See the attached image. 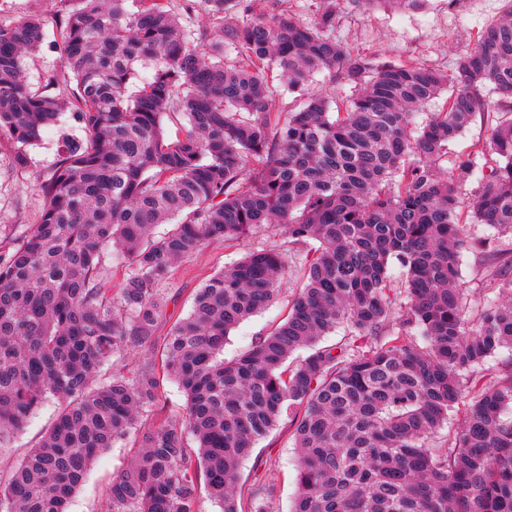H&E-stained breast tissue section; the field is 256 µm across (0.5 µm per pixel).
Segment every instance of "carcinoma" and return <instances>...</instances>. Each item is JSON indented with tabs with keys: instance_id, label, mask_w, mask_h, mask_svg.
I'll return each mask as SVG.
<instances>
[{
	"instance_id": "carcinoma-1",
	"label": "carcinoma",
	"mask_w": 512,
	"mask_h": 512,
	"mask_svg": "<svg viewBox=\"0 0 512 512\" xmlns=\"http://www.w3.org/2000/svg\"><path fill=\"white\" fill-rule=\"evenodd\" d=\"M67 2L65 97L23 73L43 20L0 27V137L14 164L63 112L84 130L40 183V222L0 246V453L47 396L60 403L0 484V512H68L98 454L137 432L102 512H196L203 491L222 512H269L274 486L247 494L238 470L283 419L298 455L293 512H512V368L483 375L512 349V259L495 273L499 301L481 309L459 272L463 225L512 236V112L480 153L442 168L486 87L512 102V8L446 75L352 55L333 35L336 0L310 22L288 0L246 22L245 0H200L210 27L198 31L174 0ZM319 74L350 97L338 106L312 88ZM447 87L446 108L410 134ZM287 95L297 109L273 107ZM167 120L182 137L167 139ZM159 224L171 228L157 235ZM274 227L288 247L249 250L187 316L167 317L178 263ZM291 262L303 287L285 320L224 361L230 332L276 298ZM166 379L185 393L181 413L159 408ZM454 416L461 430L433 443Z\"/></svg>"
}]
</instances>
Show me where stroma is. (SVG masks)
Returning <instances> with one entry per match:
<instances>
[{
	"label": "stroma",
	"instance_id": "stroma-1",
	"mask_svg": "<svg viewBox=\"0 0 512 512\" xmlns=\"http://www.w3.org/2000/svg\"><path fill=\"white\" fill-rule=\"evenodd\" d=\"M63 0H0V26H11L32 15L41 16L45 36L40 47L25 57L23 67L28 82L43 90L48 76L63 74L65 60L55 20L63 9ZM506 0H420L417 7L394 9L380 5L368 11L358 10L351 0H336L338 19L336 37L355 54L377 62L416 63L450 71L458 56L471 47L477 31L486 23L503 16ZM487 113L477 114L471 125L448 145V159L472 153L490 133L494 112L500 111L499 97L487 91ZM84 131L73 113H66L59 126L47 129L36 145L30 146V162L18 167L11 161V145L0 137V239L19 236L28 225L37 223L43 208L40 182L55 169L64 139L83 136ZM464 245L459 261L461 283L473 307L494 298L491 284L493 267L488 262L491 247L512 248V237L495 236L493 228L469 224L462 230ZM281 236L259 230L227 247L208 244L192 259L180 263L168 288L167 314L182 318L189 314L193 297L204 280L224 265L241 258L248 250L277 246ZM298 265H291L277 298L262 312L236 327L224 344V358L231 361L246 351L259 336L265 335L285 317L300 282ZM58 410L55 399H48L15 436L11 448L0 455V476H6L17 462L39 444L52 426ZM288 422H280L260 440L252 455L239 470L240 483L251 487L266 481L276 487L272 512H291L296 497V452ZM133 458L131 440L117 442L93 462L80 489L72 497L68 512H101L106 490L116 475Z\"/></svg>",
	"mask_w": 512,
	"mask_h": 512
}]
</instances>
